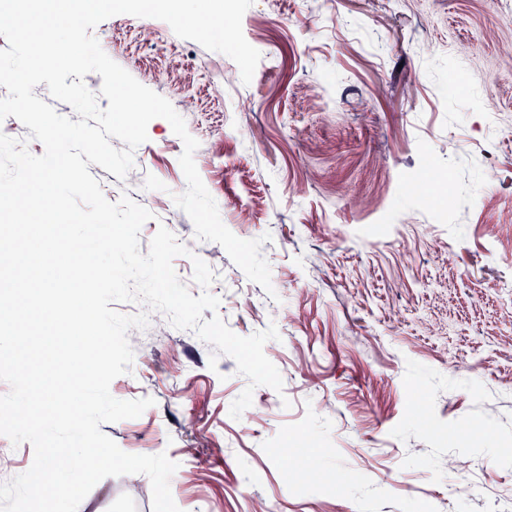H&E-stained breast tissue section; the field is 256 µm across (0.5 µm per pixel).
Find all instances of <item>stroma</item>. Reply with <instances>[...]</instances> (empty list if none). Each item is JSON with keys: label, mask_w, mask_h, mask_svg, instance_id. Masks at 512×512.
I'll use <instances>...</instances> for the list:
<instances>
[{"label": "stroma", "mask_w": 512, "mask_h": 512, "mask_svg": "<svg viewBox=\"0 0 512 512\" xmlns=\"http://www.w3.org/2000/svg\"><path fill=\"white\" fill-rule=\"evenodd\" d=\"M235 62L158 19L113 16L103 51L180 111L225 226L262 239L273 293L173 197L182 140L153 119L139 180L89 172L188 249L237 335L276 325L264 353L282 391L247 387L233 358L153 311L102 425L125 452L166 453L181 512H512V0H254ZM423 174V204L407 180ZM143 474L108 477L78 512H151Z\"/></svg>", "instance_id": "obj_1"}]
</instances>
